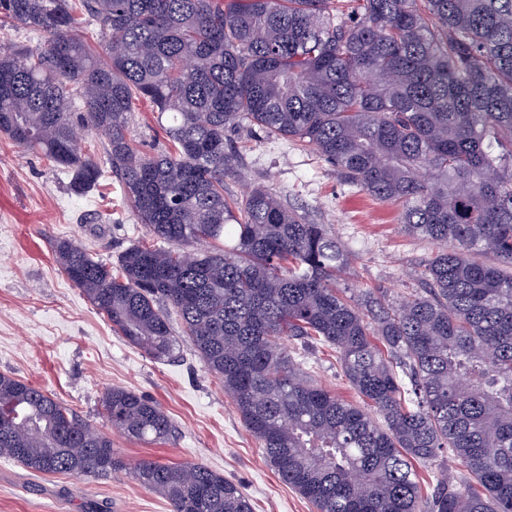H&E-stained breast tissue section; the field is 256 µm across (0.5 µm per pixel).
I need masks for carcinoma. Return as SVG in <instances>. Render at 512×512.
Wrapping results in <instances>:
<instances>
[{"label": "carcinoma", "instance_id": "1", "mask_svg": "<svg viewBox=\"0 0 512 512\" xmlns=\"http://www.w3.org/2000/svg\"><path fill=\"white\" fill-rule=\"evenodd\" d=\"M0 0V133L104 176L80 130L107 139L112 175L151 243L117 269L72 239L56 259L112 329L156 360L187 337L279 478L316 512H512V0ZM82 10L96 36L77 33ZM170 149L133 146L136 102ZM244 121L315 151L427 240L422 288L352 296L325 224L224 172ZM491 254L495 262L476 259ZM180 321L173 332L170 316ZM338 354L361 403L314 383L308 345ZM112 429L163 442L153 400L112 387ZM0 458L42 474L126 468L112 440L54 395L0 373ZM463 470L423 496L415 465ZM136 480L171 512H252L209 467L142 459Z\"/></svg>", "mask_w": 512, "mask_h": 512}]
</instances>
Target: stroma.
Returning a JSON list of instances; mask_svg holds the SVG:
<instances>
[{
    "instance_id": "obj_1",
    "label": "stroma",
    "mask_w": 512,
    "mask_h": 512,
    "mask_svg": "<svg viewBox=\"0 0 512 512\" xmlns=\"http://www.w3.org/2000/svg\"><path fill=\"white\" fill-rule=\"evenodd\" d=\"M138 149L166 150L156 115L138 107L129 123ZM231 138L240 159L224 177L226 194L266 186L310 223L331 227L350 263L338 282L347 293L415 288L430 244L408 234L395 207L352 189L336 169L290 140H267L249 126ZM74 239L105 263L146 240L143 224L123 203L120 182L104 178L78 192L68 171L24 153L0 134V372L54 394L109 433L128 462L203 464L238 483L253 512H315L283 483L244 427L219 381L189 340L174 359L157 361L130 345L62 272L53 243ZM311 377L348 401L357 396L335 352L317 347ZM122 387L161 405L176 426L164 443L128 440L114 432L101 406L104 391ZM0 512H170L132 474L46 475L0 459Z\"/></svg>"
}]
</instances>
